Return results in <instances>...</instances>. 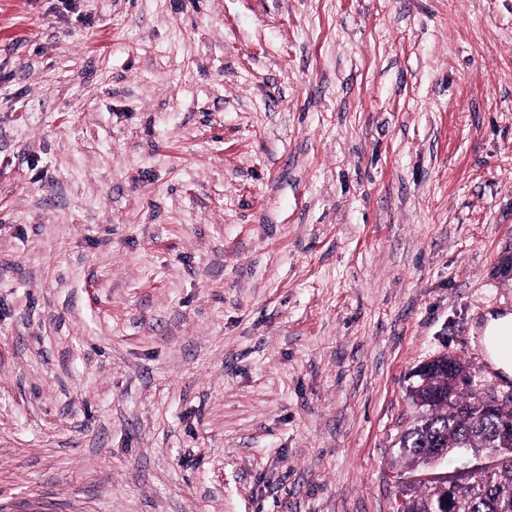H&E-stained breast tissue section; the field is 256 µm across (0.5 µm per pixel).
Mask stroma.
Returning a JSON list of instances; mask_svg holds the SVG:
<instances>
[{
	"label": "stroma",
	"mask_w": 512,
	"mask_h": 512,
	"mask_svg": "<svg viewBox=\"0 0 512 512\" xmlns=\"http://www.w3.org/2000/svg\"><path fill=\"white\" fill-rule=\"evenodd\" d=\"M509 255L512 0H0V512H401Z\"/></svg>",
	"instance_id": "obj_1"
}]
</instances>
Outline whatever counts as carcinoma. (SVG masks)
Segmentation results:
<instances>
[{
  "instance_id": "cac0c4a2",
  "label": "carcinoma",
  "mask_w": 512,
  "mask_h": 512,
  "mask_svg": "<svg viewBox=\"0 0 512 512\" xmlns=\"http://www.w3.org/2000/svg\"><path fill=\"white\" fill-rule=\"evenodd\" d=\"M445 363L430 368L412 387L409 397L418 415L399 438V451L411 471L425 470L426 449L484 448L491 452L512 445V407L486 408L476 391L463 395L449 387ZM402 512H439L440 498L421 483V492L403 490ZM448 512H512V453L498 457L494 468L461 480L448 497Z\"/></svg>"
}]
</instances>
